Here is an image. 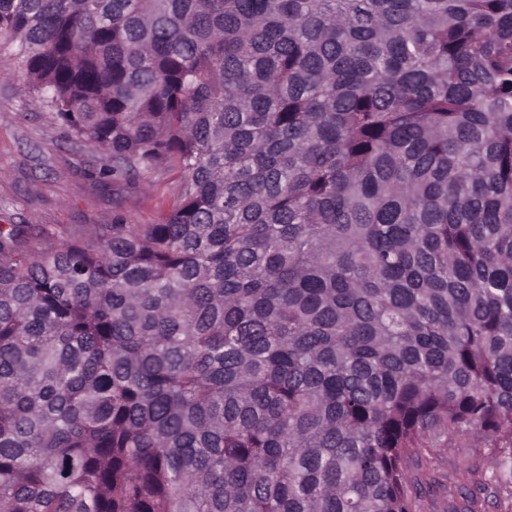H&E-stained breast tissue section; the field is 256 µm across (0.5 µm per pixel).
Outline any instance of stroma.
<instances>
[{"label":"stroma","instance_id":"stroma-1","mask_svg":"<svg viewBox=\"0 0 512 512\" xmlns=\"http://www.w3.org/2000/svg\"><path fill=\"white\" fill-rule=\"evenodd\" d=\"M19 61L0 49V225H67L81 232L123 217L153 223L166 210L179 181L173 171L154 172L146 184L113 198L91 175L100 154L68 139L48 112L36 106L14 72ZM499 451L469 435L424 451L415 475L431 487L415 498L412 512H454L461 491L478 487L472 512H512V486L497 475Z\"/></svg>","mask_w":512,"mask_h":512}]
</instances>
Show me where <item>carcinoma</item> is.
<instances>
[{
    "mask_svg": "<svg viewBox=\"0 0 512 512\" xmlns=\"http://www.w3.org/2000/svg\"><path fill=\"white\" fill-rule=\"evenodd\" d=\"M152 224L0 225V512H411L512 484V0H0ZM499 448L470 435H455L424 451L414 474L431 492L417 497L412 512H452L462 505L461 490L479 485L473 512H512V486L496 473ZM469 466L467 471L464 467ZM511 494V495H510Z\"/></svg>",
    "mask_w": 512,
    "mask_h": 512,
    "instance_id": "carcinoma-1",
    "label": "carcinoma"
}]
</instances>
